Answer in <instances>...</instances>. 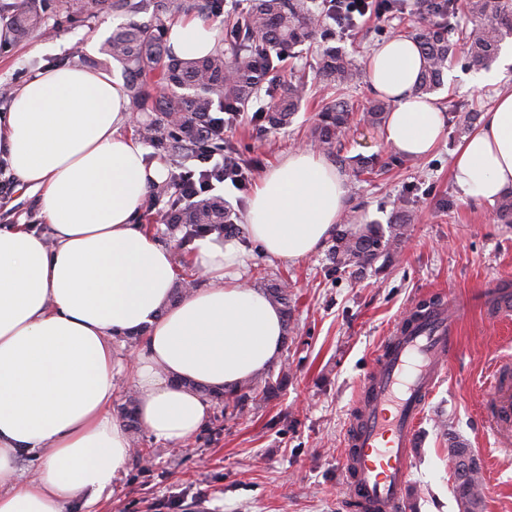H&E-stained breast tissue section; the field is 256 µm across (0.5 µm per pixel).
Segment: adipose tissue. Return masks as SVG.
Masks as SVG:
<instances>
[{
  "instance_id": "obj_1",
  "label": "adipose tissue",
  "mask_w": 512,
  "mask_h": 512,
  "mask_svg": "<svg viewBox=\"0 0 512 512\" xmlns=\"http://www.w3.org/2000/svg\"><path fill=\"white\" fill-rule=\"evenodd\" d=\"M175 56L217 46L213 24L171 25ZM425 61L403 35L378 45L366 72L391 101L384 139L422 158L444 135L433 96L412 88ZM0 113V159L37 196L44 228L0 225V512H65L93 502L123 472L130 442L112 414L117 337L140 334L130 362L143 428L184 444L202 427L201 389H231L275 363L283 316L243 273L247 244L298 261L341 220L345 178L335 164L297 149L269 168L247 211L246 240L193 239L187 262L204 279L171 303V249L140 219L164 168L148 160L118 80L80 65L50 66L12 92ZM463 195L494 202L512 189V92L499 94L480 126L452 153ZM39 458L30 475L18 462Z\"/></svg>"
}]
</instances>
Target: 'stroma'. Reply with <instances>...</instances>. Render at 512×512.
I'll list each match as a JSON object with an SVG mask.
<instances>
[{
	"mask_svg": "<svg viewBox=\"0 0 512 512\" xmlns=\"http://www.w3.org/2000/svg\"><path fill=\"white\" fill-rule=\"evenodd\" d=\"M415 0L402 12L368 13L343 34L340 45L365 64L371 49L403 34L416 18ZM122 15L91 14L77 23L48 18V34L22 43L0 40V85L20 87L43 64L75 65L100 59L99 48ZM512 91V66L497 85L485 88L459 81L437 93L446 113V132L428 157L392 155L381 129L354 123L344 156H377L389 162L381 175L343 167L346 213L356 223L380 225L391 236L398 200L408 202L411 221L397 257L375 262L363 273L333 267L326 248L299 261H283L248 249L247 281L285 280L290 286L288 347L279 361L288 380L276 397L257 399L242 415L223 416L210 406L204 427L173 447L139 432L121 477L101 498L70 512H349L342 489L340 458L344 435L361 379L375 354L415 300L432 295L465 297L512 281V224L497 218L494 204L465 197L454 182L451 154L467 135L461 120L470 106L489 111L497 90ZM323 92L309 86L308 99L291 124L267 129L239 115L224 137L245 167L243 188L217 185L239 215L261 175L298 148H310L309 130ZM0 160V224L40 223L34 197ZM459 346L427 404L412 450L407 512H460L454 490L451 444L460 443L479 459L487 488L480 512H512V456L500 454L483 421V404L494 364L512 357V322L472 308L459 330Z\"/></svg>",
	"mask_w": 512,
	"mask_h": 512,
	"instance_id": "35a3bbf8",
	"label": "stroma"
}]
</instances>
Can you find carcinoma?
Segmentation results:
<instances>
[{
  "mask_svg": "<svg viewBox=\"0 0 512 512\" xmlns=\"http://www.w3.org/2000/svg\"><path fill=\"white\" fill-rule=\"evenodd\" d=\"M100 6L114 13L137 15L151 13L146 22H129L112 29L101 51L102 66L114 60L122 65L124 91L134 113L151 115L137 127L141 138L162 147L174 158L170 181L154 186L157 196L171 193L185 171V163L202 153L204 148L223 149L224 126L214 122L212 112L228 115L227 122L248 109L260 94L269 97L267 106L258 112L255 121L271 127L287 126L299 111L307 96V77L301 74L292 81L277 84L273 75L281 67L284 55L294 50L306 51L317 37L342 33L351 24L336 23V4L321 0L317 11L307 0H247V5L228 22L227 32L218 39L209 55L183 60L166 47L169 23L196 15L204 19L224 14V0H99ZM86 0H55L54 10L67 18L81 15ZM46 0H18L0 3V16L10 15L11 30L16 41L27 39L33 32L49 33L45 20ZM466 9L474 17L472 27L457 28L451 19ZM418 14L429 19V25L414 27L410 37L415 40L426 61L415 87L419 95H428L441 86L448 61L457 43L465 47L470 67L490 69L497 61L501 45L512 38V0H418ZM362 75L361 68L345 52L327 47L316 57L314 79L336 93L318 114L311 132V141L337 163L347 158L341 155L343 140L354 121L355 109L345 97L346 90ZM391 104L382 99H370L362 105L359 121L377 127L385 122ZM225 150V149H223ZM227 176L239 175L246 181V171L237 169L234 152L225 150ZM172 233L194 236L203 226L221 232H240L237 212L224 204L219 196L194 200L178 198L169 204L167 212L158 216ZM410 217L407 206L399 207L396 230L389 239L370 225L357 224L351 229L336 231L331 259L337 268L363 269L378 257H394L406 234ZM268 299L288 311V282L274 280L266 285ZM283 371L253 376L241 381L234 389H204L203 396L229 414L240 413L256 399L258 393L273 398L287 379ZM480 477L472 470L467 478L458 479L459 499H469L481 507Z\"/></svg>",
  "mask_w": 512,
  "mask_h": 512,
  "instance_id": "1",
  "label": "carcinoma"
}]
</instances>
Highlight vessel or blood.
<instances>
[{
  "label": "vessel or blood",
  "mask_w": 512,
  "mask_h": 512,
  "mask_svg": "<svg viewBox=\"0 0 512 512\" xmlns=\"http://www.w3.org/2000/svg\"><path fill=\"white\" fill-rule=\"evenodd\" d=\"M484 298L494 317H512V290L488 288ZM466 314L453 299L406 312L360 381L343 454V483L353 512H404L417 427ZM511 368L505 358L496 364L484 406L487 428L507 455H512Z\"/></svg>",
  "instance_id": "1"
}]
</instances>
